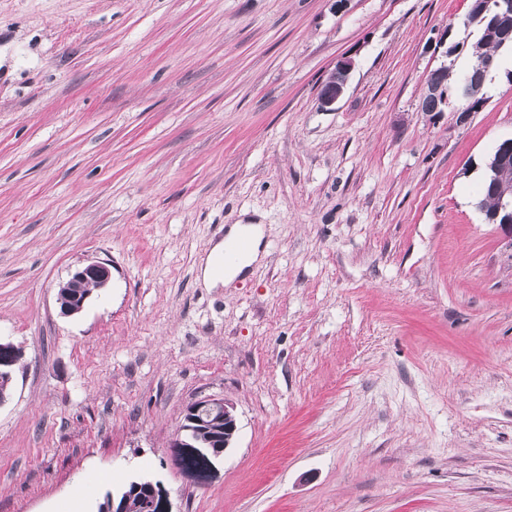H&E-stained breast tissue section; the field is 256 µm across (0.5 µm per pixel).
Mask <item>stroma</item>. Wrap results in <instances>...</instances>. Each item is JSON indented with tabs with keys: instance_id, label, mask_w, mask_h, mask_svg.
<instances>
[{
	"instance_id": "stroma-1",
	"label": "stroma",
	"mask_w": 512,
	"mask_h": 512,
	"mask_svg": "<svg viewBox=\"0 0 512 512\" xmlns=\"http://www.w3.org/2000/svg\"><path fill=\"white\" fill-rule=\"evenodd\" d=\"M468 5L0 0V512L140 478L175 512H512V243L479 208L512 54L466 122L421 109L471 65ZM234 224L264 257L208 287ZM209 395L238 435L201 485L169 445ZM352 68L353 63L349 59L340 60L336 64L335 70L321 88L319 100L323 107L331 108L344 95ZM111 277L110 265L105 262H92L77 268L71 277L59 286L57 303L61 312L65 315L79 313L92 290L105 287Z\"/></svg>"
}]
</instances>
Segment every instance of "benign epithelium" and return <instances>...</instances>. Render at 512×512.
I'll return each mask as SVG.
<instances>
[{
    "label": "benign epithelium",
    "instance_id": "obj_1",
    "mask_svg": "<svg viewBox=\"0 0 512 512\" xmlns=\"http://www.w3.org/2000/svg\"><path fill=\"white\" fill-rule=\"evenodd\" d=\"M498 16L512 13V0H471L466 19L478 20L491 11ZM494 65V60L479 61L472 74L466 76L462 98L468 106L459 109L460 121H465L470 114V107L480 101L483 92V75ZM353 63L343 59L336 64L321 88L319 100L325 108L334 106L344 95ZM488 222L497 225L509 239L512 247V198H500L498 208ZM112 277L110 265L105 262H92L77 268L71 277L59 286L57 303L65 315L79 313L92 290L105 287ZM202 432L207 434L204 445L198 452L207 458V468L201 474L184 472L192 481L204 484L217 471V465L224 457L225 451L232 447L238 433L237 418L233 404L223 398L204 396L192 402L184 411L182 428L171 441L173 448H192L190 434ZM152 495L147 500L146 512H173V503L168 492L161 485L148 482Z\"/></svg>",
    "mask_w": 512,
    "mask_h": 512
}]
</instances>
